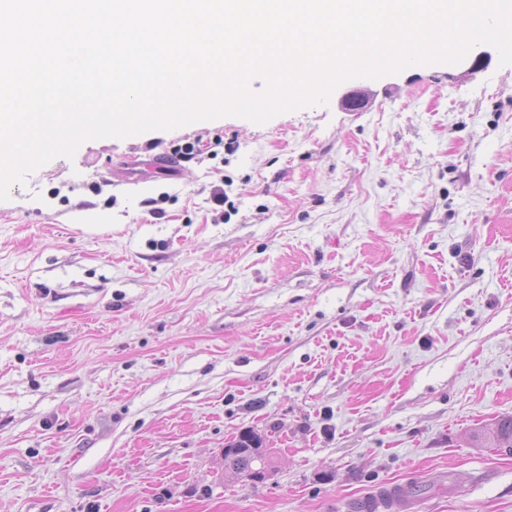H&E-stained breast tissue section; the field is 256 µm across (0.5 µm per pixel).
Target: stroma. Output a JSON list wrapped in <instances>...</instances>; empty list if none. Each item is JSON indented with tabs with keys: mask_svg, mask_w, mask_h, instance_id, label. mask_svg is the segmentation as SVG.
Here are the masks:
<instances>
[{
	"mask_svg": "<svg viewBox=\"0 0 512 512\" xmlns=\"http://www.w3.org/2000/svg\"><path fill=\"white\" fill-rule=\"evenodd\" d=\"M510 415L497 50L88 140L0 201V512H351L410 478L419 512H512V448L470 436ZM247 430L257 484L224 468ZM262 438L253 431L242 432L224 446V467L242 481L260 483L272 471L270 448H261Z\"/></svg>",
	"mask_w": 512,
	"mask_h": 512,
	"instance_id": "obj_1",
	"label": "stroma"
}]
</instances>
